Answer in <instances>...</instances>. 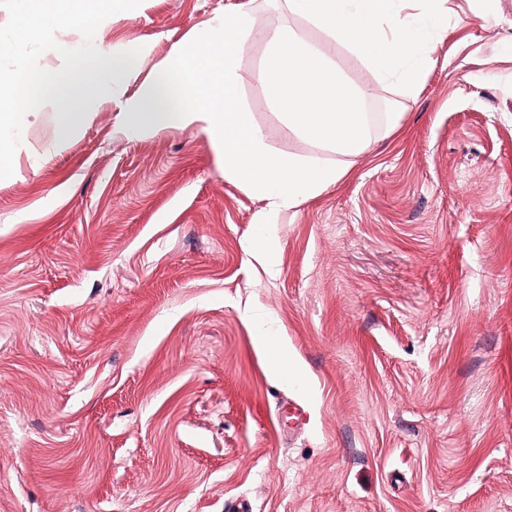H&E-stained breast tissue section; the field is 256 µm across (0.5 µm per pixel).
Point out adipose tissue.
Segmentation results:
<instances>
[{"mask_svg": "<svg viewBox=\"0 0 512 512\" xmlns=\"http://www.w3.org/2000/svg\"><path fill=\"white\" fill-rule=\"evenodd\" d=\"M284 0L288 12L309 19L337 42L362 50L381 81H399L406 92L419 87L431 46L448 16L446 0Z\"/></svg>", "mask_w": 512, "mask_h": 512, "instance_id": "1", "label": "adipose tissue"}]
</instances>
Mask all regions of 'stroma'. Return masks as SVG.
<instances>
[{"label": "stroma", "mask_w": 512, "mask_h": 512, "mask_svg": "<svg viewBox=\"0 0 512 512\" xmlns=\"http://www.w3.org/2000/svg\"><path fill=\"white\" fill-rule=\"evenodd\" d=\"M230 0H143L132 95ZM421 88L282 0L366 94L348 158L275 114L248 38L241 100L271 153L346 169L271 218L198 127L131 138L112 92L59 140L23 120L0 179V512H512V0H450ZM300 405L304 420L290 415Z\"/></svg>", "instance_id": "stroma-1"}]
</instances>
